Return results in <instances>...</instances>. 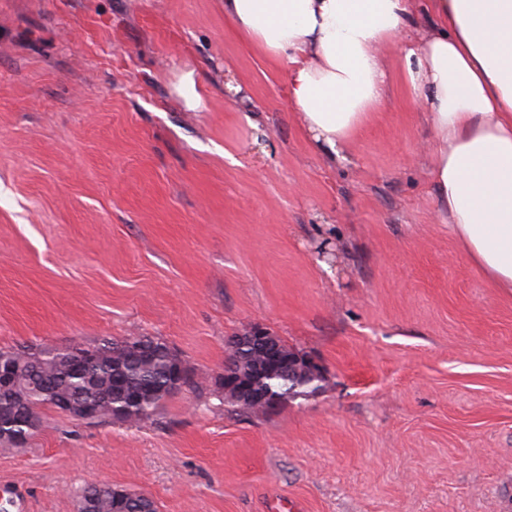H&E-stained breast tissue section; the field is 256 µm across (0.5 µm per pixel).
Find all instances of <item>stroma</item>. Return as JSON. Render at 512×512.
Wrapping results in <instances>:
<instances>
[{
  "label": "stroma",
  "mask_w": 512,
  "mask_h": 512,
  "mask_svg": "<svg viewBox=\"0 0 512 512\" xmlns=\"http://www.w3.org/2000/svg\"><path fill=\"white\" fill-rule=\"evenodd\" d=\"M380 52L387 98L332 161L224 0H0V347L153 336L213 377L260 324L328 378L264 415L213 391L139 426L46 411L0 450V507L109 483L159 512H506L512 295L442 224Z\"/></svg>",
  "instance_id": "obj_1"
}]
</instances>
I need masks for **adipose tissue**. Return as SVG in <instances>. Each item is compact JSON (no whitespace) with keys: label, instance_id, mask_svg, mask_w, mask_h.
Returning <instances> with one entry per match:
<instances>
[{"label":"adipose tissue","instance_id":"1","mask_svg":"<svg viewBox=\"0 0 512 512\" xmlns=\"http://www.w3.org/2000/svg\"><path fill=\"white\" fill-rule=\"evenodd\" d=\"M224 0V14L286 69V95L330 158L387 95L382 45L423 105L437 211L463 254L512 293V0Z\"/></svg>","mask_w":512,"mask_h":512}]
</instances>
